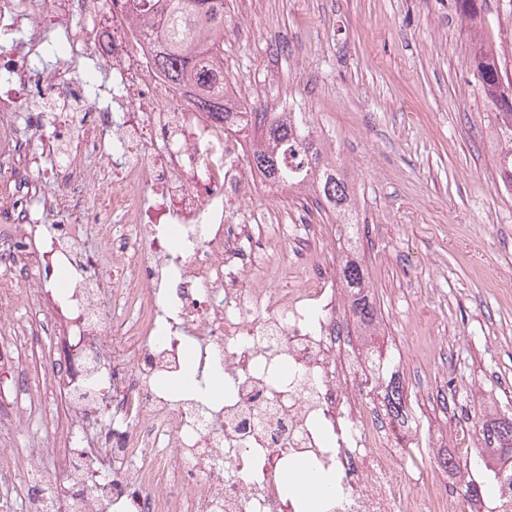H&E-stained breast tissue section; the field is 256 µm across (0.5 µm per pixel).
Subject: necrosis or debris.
<instances>
[{
	"mask_svg": "<svg viewBox=\"0 0 512 512\" xmlns=\"http://www.w3.org/2000/svg\"><path fill=\"white\" fill-rule=\"evenodd\" d=\"M1 98L0 126L26 133L0 160L16 225L0 241V365L15 281L32 308L50 302L40 330L65 347L40 379L0 383L16 427L31 422L25 399L60 389L61 443L0 448L24 512H48L42 461L60 445L59 512H301L282 476L302 466L336 479L324 512H512L511 477L488 502L465 496L469 472L422 476L376 404L395 366L354 349L345 289L265 287L241 134L164 83L124 0H0ZM115 336L130 344L105 360ZM189 363L223 393L184 388Z\"/></svg>",
	"mask_w": 512,
	"mask_h": 512,
	"instance_id": "4bbe7bcc",
	"label": "necrosis or debris"
}]
</instances>
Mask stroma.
<instances>
[{
	"instance_id": "stroma-1",
	"label": "stroma",
	"mask_w": 512,
	"mask_h": 512,
	"mask_svg": "<svg viewBox=\"0 0 512 512\" xmlns=\"http://www.w3.org/2000/svg\"><path fill=\"white\" fill-rule=\"evenodd\" d=\"M229 93L279 112L312 113L352 187L365 234L358 257L383 319L380 340L411 352L398 376L422 405L428 440L452 449L449 416L512 412V191L497 172L490 103L473 76L468 21L455 0H226ZM482 40L512 78V0H486ZM272 280L307 278L291 217L307 214L318 265L331 280L347 256L332 216L302 192L260 185ZM465 337L440 352L437 339ZM461 393L444 409L446 379Z\"/></svg>"
}]
</instances>
